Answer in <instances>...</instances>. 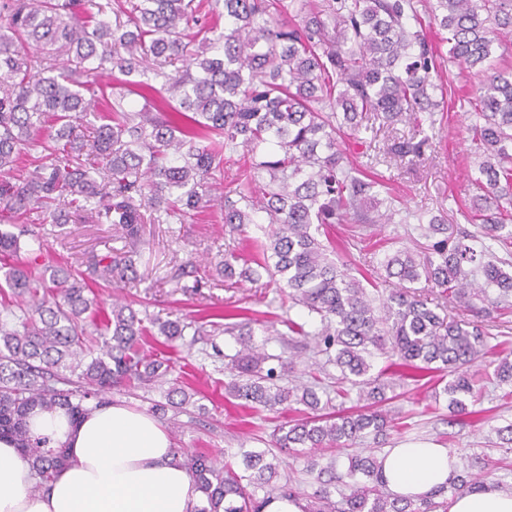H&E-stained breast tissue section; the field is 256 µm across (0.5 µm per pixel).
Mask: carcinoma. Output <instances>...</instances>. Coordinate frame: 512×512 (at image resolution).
<instances>
[{"label": "carcinoma", "instance_id": "1", "mask_svg": "<svg viewBox=\"0 0 512 512\" xmlns=\"http://www.w3.org/2000/svg\"><path fill=\"white\" fill-rule=\"evenodd\" d=\"M421 6L448 32L449 57L482 77L470 127L480 190L471 211L482 223L450 242L445 215L426 223L418 215L428 251L385 255L383 278L397 279V289L377 305L366 289L374 281L336 262L328 228L373 224L381 204L380 183L342 148L345 136L358 138L361 118L416 120L423 136L388 148L402 161L421 160L430 145L425 128H434L444 86L432 79L436 54L417 28ZM291 11L298 22L278 20ZM122 14L112 20L93 0H0V224L46 211L51 224H122L134 242L140 224L180 223L217 204L230 231L253 224L264 236L253 267L238 271L237 256L225 255L224 279L265 273L288 290L291 307L307 311L302 322L283 321L288 333L313 337L359 397L379 403L393 387L370 374L379 351L400 380L438 374L449 411L466 413L474 389L467 368L496 346L482 326L448 309L512 303V272L495 251L512 245V228L497 220L512 210V69L492 65L494 46L512 34V0H326L322 9L309 0H210L213 22L195 0H127ZM177 62L182 68L165 71ZM104 70L134 88L112 93L96 125L88 116L106 96L94 80ZM129 94L143 100L140 109L127 108ZM48 121V139L39 143L35 134ZM34 146L40 155H30ZM239 146L262 153L252 169L269 180L256 199L236 178L216 203L211 181L224 177L225 151ZM21 237L0 229V292L26 302L11 311L13 323L0 318V438L16 442L40 492L66 454L30 434L33 410L60 408L75 420L91 401L110 403L118 383H166L153 413L176 415L192 394L167 378L168 360L141 351L149 329L131 305L109 313L98 305L89 277L134 272L128 253L94 257L85 277L39 263L41 240L17 260ZM422 280L440 292L421 293L414 284ZM151 325L170 346L191 327L178 318ZM225 332L240 344L229 396L266 409L292 399L309 409L273 431L274 447H346L383 431L386 418L369 407L331 411L312 384L278 385L288 369L281 357L257 352L242 324ZM493 375L512 387V361L500 359ZM240 456L241 474L209 454L180 453L205 497L195 512H262L273 495H297L266 452ZM307 471L319 484L309 512H448V494L482 487L458 473L416 501L402 498L384 492L375 454L351 456L342 472L312 456Z\"/></svg>", "mask_w": 512, "mask_h": 512}]
</instances>
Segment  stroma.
Returning <instances> with one entry per match:
<instances>
[{"mask_svg":"<svg viewBox=\"0 0 512 512\" xmlns=\"http://www.w3.org/2000/svg\"><path fill=\"white\" fill-rule=\"evenodd\" d=\"M438 75L446 88L443 119L420 162L410 166L383 155L388 137L414 136L415 127L410 122L395 124L390 132H362L360 139H346L345 147L351 161L371 162L378 180L398 197L403 211L427 215L444 211L455 229L469 231L473 224L462 206L476 192L472 183L475 171L470 158L469 120L460 101L475 95L478 79L446 57L438 61ZM349 230L346 224L334 227L336 242L342 247L340 257L364 270L379 268L385 254L393 249L420 250L426 245L409 224H373L366 228L364 242L351 247L345 244ZM37 231L46 241L45 260L64 267L83 270L93 256L111 250L131 252L136 278L116 277L94 287L104 309H111L113 302L119 301L154 317L213 321L225 326L231 324L233 313L244 310L253 320L255 344L292 361L293 370L285 377V386L307 383L316 377L324 398L333 407L356 406V396H337L336 368L327 363L325 355L305 342L285 337L284 319L303 320L301 309L289 308L287 298L267 279L242 280L228 287L218 276L216 267L225 254L254 257L260 235L256 227H247L241 234L229 232L220 214L210 211L184 224L140 225L134 243L120 224H68L61 229L44 224ZM144 350L149 354L165 352L174 374H185L195 391L186 412L164 421L175 447L217 457L243 448L267 451L272 449L271 435L278 425L305 416V406L293 402L276 411L256 410L240 407L236 399L226 395L224 386L232 377V358L238 350L230 335L211 338L188 333L172 348L152 339ZM469 372L474 376L475 390L468 402V414L451 415L447 397L435 394V383L430 378L409 381L400 385V397L380 406L390 422L386 437L364 438L351 450L367 453L408 440H429L448 449L463 464L473 455L484 453L488 456L484 481L512 491V466H503L501 452L487 447L492 427L512 423V395L491 384L493 367L488 360L474 362ZM348 451L325 448L321 454L327 459L336 458L338 466L343 467ZM275 452L281 474L294 480L301 497L311 496L316 483L306 471L305 457L285 448Z\"/></svg>","mask_w":512,"mask_h":512,"instance_id":"35a3bbf8","label":"stroma"}]
</instances>
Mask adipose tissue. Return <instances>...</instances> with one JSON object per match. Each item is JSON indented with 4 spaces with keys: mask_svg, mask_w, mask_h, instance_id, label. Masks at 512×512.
<instances>
[{
    "mask_svg": "<svg viewBox=\"0 0 512 512\" xmlns=\"http://www.w3.org/2000/svg\"><path fill=\"white\" fill-rule=\"evenodd\" d=\"M33 435L64 446L68 464L44 492L33 491L31 465L0 439V512H194L203 499L167 429L152 415L114 401L87 404L79 419L61 409L34 411ZM388 489L412 499L452 481L458 459L428 441L381 456ZM448 512H512V492L494 484L452 497Z\"/></svg>",
    "mask_w": 512,
    "mask_h": 512,
    "instance_id": "adipose-tissue-1",
    "label": "adipose tissue"
}]
</instances>
